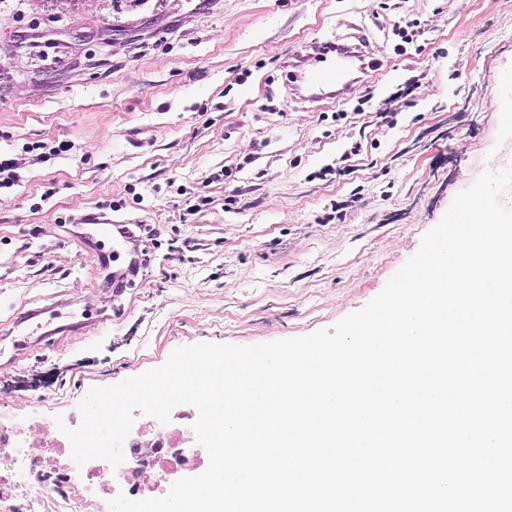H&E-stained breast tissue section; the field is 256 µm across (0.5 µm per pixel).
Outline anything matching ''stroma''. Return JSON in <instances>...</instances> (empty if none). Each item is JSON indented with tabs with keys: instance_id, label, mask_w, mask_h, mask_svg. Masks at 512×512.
Masks as SVG:
<instances>
[{
	"instance_id": "stroma-1",
	"label": "stroma",
	"mask_w": 512,
	"mask_h": 512,
	"mask_svg": "<svg viewBox=\"0 0 512 512\" xmlns=\"http://www.w3.org/2000/svg\"><path fill=\"white\" fill-rule=\"evenodd\" d=\"M409 18L425 32L401 52ZM334 40L362 42L368 68L344 101L301 100L288 62ZM503 94L512 0L0 4V156L18 165L0 190V417L73 427L91 388L177 347L334 326L497 166ZM354 140L346 173L322 175ZM336 205L344 219L324 222ZM90 212L154 230L123 291L106 275L131 253Z\"/></svg>"
}]
</instances>
